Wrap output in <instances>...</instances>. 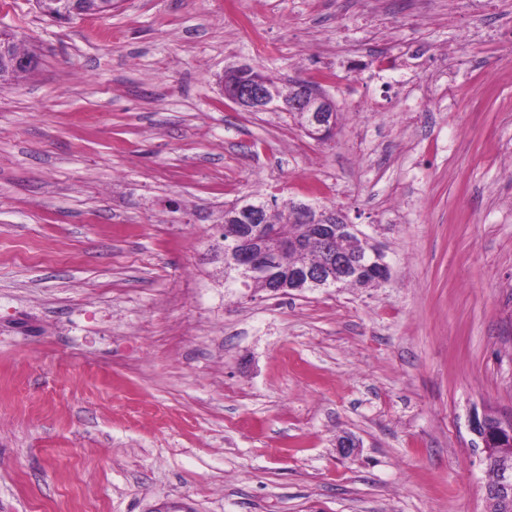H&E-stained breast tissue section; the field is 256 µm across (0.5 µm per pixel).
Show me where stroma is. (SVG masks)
Here are the masks:
<instances>
[{
    "mask_svg": "<svg viewBox=\"0 0 512 512\" xmlns=\"http://www.w3.org/2000/svg\"><path fill=\"white\" fill-rule=\"evenodd\" d=\"M506 23L512 0H0L40 58L0 90V512H490L470 418H512ZM238 62L334 72L335 136L225 99ZM255 192L335 203L390 282L225 294L211 226ZM38 8L57 20L71 21L86 14L112 15L117 0H36Z\"/></svg>",
    "mask_w": 512,
    "mask_h": 512,
    "instance_id": "stroma-1",
    "label": "stroma"
}]
</instances>
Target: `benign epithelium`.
Returning <instances> with one entry per match:
<instances>
[{
	"label": "benign epithelium",
	"instance_id": "1",
	"mask_svg": "<svg viewBox=\"0 0 512 512\" xmlns=\"http://www.w3.org/2000/svg\"><path fill=\"white\" fill-rule=\"evenodd\" d=\"M249 76V84L225 94V98L247 112L273 111L281 108L280 100L270 92L272 76L254 70L248 64L237 66ZM294 105L308 113L305 133L317 139L329 137L336 128V107L333 101L314 86L304 85L298 90ZM246 218L249 224L264 223V211L243 199L230 209L225 219L234 222ZM325 224L336 225V233L360 234L357 226L347 222L344 214L336 209L325 210L322 223L316 225L321 230ZM232 264L239 287L248 288V284L258 276H267L277 263V254L264 248L256 249L245 243L236 245L232 250ZM336 277L327 280L318 270L305 268L293 277L290 290L296 293L326 288H341L349 279L371 277L369 287L379 288L391 277L388 262L382 261L372 270L365 265L359 255H345L336 259ZM470 430L481 444L479 464L493 468L497 478L487 486V496L494 504H499L512 512V420L504 421L484 413L473 415Z\"/></svg>",
	"mask_w": 512,
	"mask_h": 512
}]
</instances>
